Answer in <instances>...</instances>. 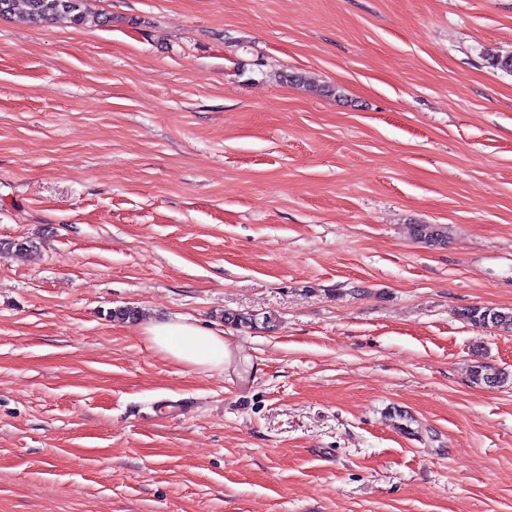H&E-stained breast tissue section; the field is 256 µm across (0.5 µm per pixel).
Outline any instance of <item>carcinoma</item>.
I'll use <instances>...</instances> for the list:
<instances>
[{
  "label": "carcinoma",
  "mask_w": 512,
  "mask_h": 512,
  "mask_svg": "<svg viewBox=\"0 0 512 512\" xmlns=\"http://www.w3.org/2000/svg\"><path fill=\"white\" fill-rule=\"evenodd\" d=\"M19 16L31 25L62 23L71 27H82L89 22L103 25L107 18L94 15L88 7V0H0V16ZM413 234L419 242L431 247L447 243L446 228L441 225L417 224ZM462 316L472 325L482 328L512 329V312H502L488 307H469ZM224 322L239 329L270 328L272 319L248 312L226 313ZM471 377L477 383L494 387L507 381V376L498 368L478 362L471 369Z\"/></svg>",
  "instance_id": "carcinoma-1"
}]
</instances>
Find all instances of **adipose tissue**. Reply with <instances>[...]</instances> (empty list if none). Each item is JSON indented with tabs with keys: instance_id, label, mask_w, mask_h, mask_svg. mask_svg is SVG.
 Segmentation results:
<instances>
[{
	"instance_id": "ef3b65f1",
	"label": "adipose tissue",
	"mask_w": 512,
	"mask_h": 512,
	"mask_svg": "<svg viewBox=\"0 0 512 512\" xmlns=\"http://www.w3.org/2000/svg\"><path fill=\"white\" fill-rule=\"evenodd\" d=\"M145 331L155 349L193 369L220 370L229 357L222 332L199 327L184 318L154 321Z\"/></svg>"
}]
</instances>
